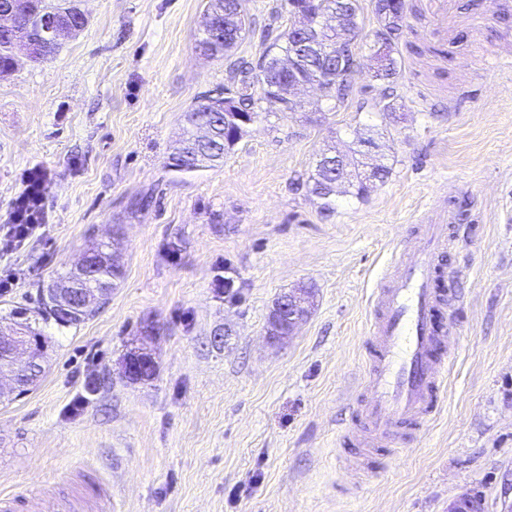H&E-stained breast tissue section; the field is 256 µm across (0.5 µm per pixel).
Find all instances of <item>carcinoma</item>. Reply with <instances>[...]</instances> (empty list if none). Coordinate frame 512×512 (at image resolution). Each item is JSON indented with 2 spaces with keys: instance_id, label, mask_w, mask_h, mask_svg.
Listing matches in <instances>:
<instances>
[{
  "instance_id": "cac0c4a2",
  "label": "carcinoma",
  "mask_w": 512,
  "mask_h": 512,
  "mask_svg": "<svg viewBox=\"0 0 512 512\" xmlns=\"http://www.w3.org/2000/svg\"><path fill=\"white\" fill-rule=\"evenodd\" d=\"M330 12L331 19H336V12H341L343 20L339 24L328 26L324 34V51L312 58L309 66L290 71L283 75L278 73L282 62L298 51L299 36L292 29L282 35V43H274L267 50L258 64L259 73L253 74L254 67H242L241 87L231 90L226 88L216 94L204 93L196 98L195 103L184 113L183 154L173 159L170 167L174 171L195 172L214 168L224 162V155L238 142L233 136L236 131L234 112L224 109V99L229 98L247 112H256L263 102L276 112H301L303 105L288 100L287 85L295 79L317 81L325 90L329 110L339 109L345 105L351 93V86L336 85V38L358 39L360 27L358 15L361 9L359 0H315ZM17 9L16 22L18 33H23L29 26L36 25L35 13L55 14L67 18L77 8L76 0H0V10L4 6ZM240 5L238 0H207L204 17L203 36L197 40L196 49L208 58H218L230 52L245 37L248 22L242 18L237 28L226 36L212 34L209 27L224 24V15ZM375 11L382 22V30L392 34V38L380 43L374 52L376 61L375 77L392 83L398 76L397 62L392 56L393 44L401 35L405 25L404 0H377ZM13 43L0 39V73L14 69ZM353 160L348 156L336 159V155L327 150L321 153L310 177V192L321 200L325 212L334 211L336 192L329 186L336 183V177L343 176L339 193L361 200L367 196L371 187L369 177L364 172L352 168ZM94 264L97 266L99 280L103 287L111 290L123 279L124 271L118 257L106 251V245L93 244L88 248ZM51 288H84L80 275L74 270L56 272ZM9 319L18 330L22 331L29 343L30 355L34 369L20 384L21 392L27 393L37 385L46 373L45 344L46 336L40 324L54 322L59 327H73L85 321V318L64 320L59 318L55 306L46 300L45 293H39L37 306L33 308L15 307L9 312Z\"/></svg>"
}]
</instances>
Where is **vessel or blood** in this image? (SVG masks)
Masks as SVG:
<instances>
[{
	"label": "vessel or blood",
	"instance_id": "b4317fda",
	"mask_svg": "<svg viewBox=\"0 0 512 512\" xmlns=\"http://www.w3.org/2000/svg\"><path fill=\"white\" fill-rule=\"evenodd\" d=\"M435 34L448 36L456 18L453 0H430ZM448 248V226L423 225L412 244L395 251L392 276L375 289L369 359L362 378L366 392L358 412L361 429L343 442L376 445L399 429H421L437 413L456 351L439 315L445 296L436 286L440 260ZM67 512H122L109 487L73 498Z\"/></svg>",
	"mask_w": 512,
	"mask_h": 512
}]
</instances>
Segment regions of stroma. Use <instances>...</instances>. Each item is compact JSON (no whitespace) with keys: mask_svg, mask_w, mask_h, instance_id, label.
Segmentation results:
<instances>
[{"mask_svg":"<svg viewBox=\"0 0 512 512\" xmlns=\"http://www.w3.org/2000/svg\"><path fill=\"white\" fill-rule=\"evenodd\" d=\"M281 2L242 0L244 40L207 59L206 0H81L87 22L55 55L17 49L0 75V213L25 171L51 180L43 233L19 251L0 241V267L22 272L0 310L27 306L91 243L124 265L93 317L45 326L46 376L0 405V491L56 512L73 470L111 485L123 512H448L467 490L512 512V77L482 69L512 50V0H457L445 47L427 0H406L391 88L371 61L375 0H360L343 108L302 90L318 121L260 114L219 167L170 171L183 113L233 86L237 61H260L290 25ZM387 101L400 117L379 140L388 178L322 215L307 188L318 153L348 151ZM439 214L459 291L443 312L458 347L444 405L422 433L403 430L398 454L373 449L363 473L336 436L357 420L369 299L393 249ZM306 287L308 317L271 342L274 301ZM149 322L157 373L133 384L121 359Z\"/></svg>","mask_w":512,"mask_h":512,"instance_id":"stroma-1","label":"stroma"}]
</instances>
